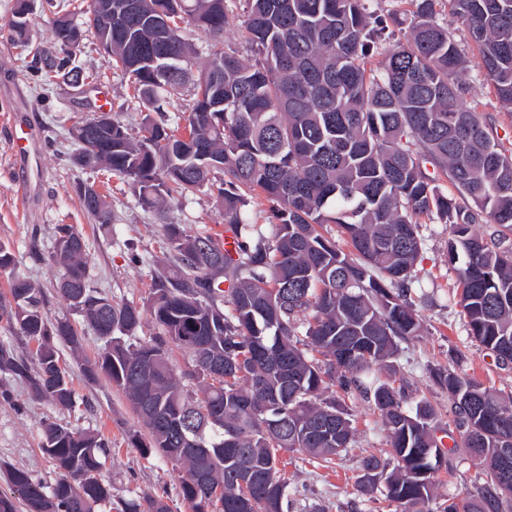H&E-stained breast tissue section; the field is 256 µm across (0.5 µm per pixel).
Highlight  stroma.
<instances>
[{
    "mask_svg": "<svg viewBox=\"0 0 512 512\" xmlns=\"http://www.w3.org/2000/svg\"><path fill=\"white\" fill-rule=\"evenodd\" d=\"M468 86L465 98L476 104L494 137L512 151V112L503 111L481 70L474 47H467ZM78 65L96 74L97 80L84 94H74L61 81H42L32 75V57L22 47L0 39V244L14 257L11 272H0V298L7 297L8 279L16 273L44 292L48 320L81 318L71 311L57 289L60 275L49 255L56 227L74 224L88 243L86 261L89 284L116 302L145 305L151 279L168 261L164 224H182L193 234L224 232V211L214 194L202 192L168 205L164 219L143 208L128 184L118 176L91 172L72 162L77 149L75 126L99 108L111 109L130 133L139 134L147 113L135 98L129 78L111 56L101 52L92 30L74 48ZM23 132L35 152L29 164L17 162L11 137ZM27 191H19V182ZM90 183L104 194L112 212L108 226L94 224L84 212L77 185ZM424 239L419 267L422 286L432 298L422 307V332L400 345L394 369H379L380 380L402 379L412 401H429L437 411V434L448 435V395L434 385L430 371L439 366H458L470 378L503 395L512 396V368H500L494 357L470 336L457 303L456 272L448 261V230L445 225L423 222ZM93 334H85L84 349L74 353L59 344V361L68 372L76 404L61 408L47 399H36L28 384L0 372V391L10 400H0V494L9 493L3 472L19 468L45 483H53L56 469L42 451L46 423L98 431L111 441L106 474L112 482V505L140 500L146 495L164 497L170 512H191L179 495L182 466L157 455H143L128 442L129 429H143L127 398L106 380L88 381L84 364L100 348ZM352 410L355 442L347 455L325 463L296 452L281 453L287 481L288 512H349L359 502L355 480L359 460L367 454L387 456L388 437L369 402L347 399ZM449 472L440 473L432 508L473 490L480 467L463 453L450 457ZM361 512H398L396 505L376 498L359 502Z\"/></svg>",
    "mask_w": 512,
    "mask_h": 512,
    "instance_id": "1",
    "label": "stroma"
}]
</instances>
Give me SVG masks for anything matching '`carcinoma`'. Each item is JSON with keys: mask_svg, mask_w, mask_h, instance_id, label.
Instances as JSON below:
<instances>
[{"mask_svg": "<svg viewBox=\"0 0 512 512\" xmlns=\"http://www.w3.org/2000/svg\"><path fill=\"white\" fill-rule=\"evenodd\" d=\"M227 2L128 0L129 8L112 12V58L157 117H146L137 137L114 119L110 138L95 117L83 119L74 164L123 177L160 221L172 200L216 194L236 248L225 250L220 235L164 224L174 264L152 277L146 305L156 333L138 342L141 308L92 288L82 233L58 225L50 260L60 278L70 277L60 291L103 341L87 377L104 376L129 399L148 430L146 440L130 433L132 444L186 467L179 489L191 512H284L280 451L327 461L352 447L351 414L337 392L371 402L389 438L388 458L361 460L360 497L379 492L404 512H432L435 475L461 448L482 466L479 484L442 512H512V459L500 453L512 448V397L459 370H433L459 435L446 448L432 404L412 406L404 387L372 374L375 365L395 371L399 343L421 333L423 217L448 227L469 334L499 364L512 365V243L475 230L496 224L512 232V153L466 103V58L435 18L439 0H402L409 31L377 68L370 43L389 26L370 0H234L253 59L215 50L198 66L194 104L181 116L189 136L180 139L165 105L191 64L184 27L221 36ZM445 2L512 112V0ZM0 35L29 46L25 24L10 19ZM52 39L54 54L31 49L45 80L94 79L75 63L56 19ZM77 191L89 217L111 223L94 185ZM260 198L269 203L268 232L251 218ZM331 224L348 249L329 236ZM9 291L0 316L36 349L20 357L1 345L0 371L25 380L35 397L73 406L56 342L77 351L83 332L67 318L48 322L41 291L26 278L12 276ZM174 348L188 358L180 374L169 360ZM210 360L224 364L223 375L212 374ZM180 428L192 430L209 457L182 456ZM107 448L97 432L46 424L41 449L58 479L46 486L11 469L0 512L19 504L24 512H95L112 503ZM200 466L211 468L207 483L195 479ZM242 469L254 479L249 504L236 485ZM124 512L169 506L147 495Z\"/></svg>", "mask_w": 512, "mask_h": 512, "instance_id": "obj_1", "label": "carcinoma"}]
</instances>
